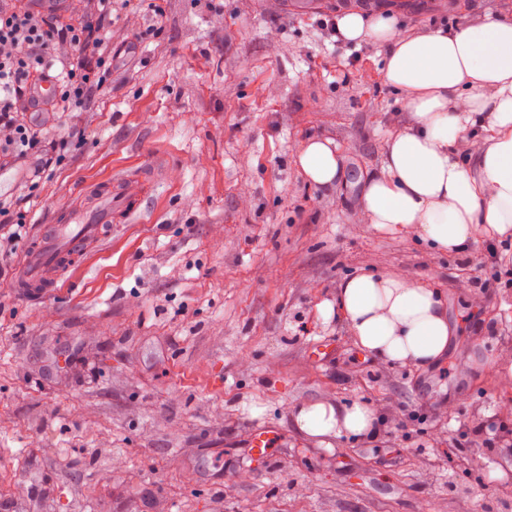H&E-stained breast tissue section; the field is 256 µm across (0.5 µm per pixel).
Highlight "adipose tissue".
<instances>
[{
	"label": "adipose tissue",
	"mask_w": 512,
	"mask_h": 512,
	"mask_svg": "<svg viewBox=\"0 0 512 512\" xmlns=\"http://www.w3.org/2000/svg\"><path fill=\"white\" fill-rule=\"evenodd\" d=\"M338 27L347 41L373 38L385 46V80L406 94L412 114L364 194L372 226L414 234L448 253L466 252L484 231L511 234L512 22L406 37L392 19L369 23L349 13ZM474 128L481 131L478 147L460 157L456 145ZM297 162L316 186L341 176L327 140L309 141ZM336 306L357 344L385 364L430 367L458 334L441 292L399 273L359 271L342 283ZM297 422L312 436L364 437L376 419L359 404L313 403L300 408Z\"/></svg>",
	"instance_id": "adipose-tissue-1"
}]
</instances>
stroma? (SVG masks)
<instances>
[{"mask_svg": "<svg viewBox=\"0 0 512 512\" xmlns=\"http://www.w3.org/2000/svg\"><path fill=\"white\" fill-rule=\"evenodd\" d=\"M112 23L111 89L72 120L68 147L25 207L31 247L85 187L128 183L132 208L52 288L0 284V506L9 512H512V461L461 447L512 404V288H479L512 248L460 255L377 232L363 195L410 123L383 81V45L351 52L281 0H162ZM403 34L512 21V0H393ZM331 140L342 175L295 163ZM362 268L439 290L459 325L439 365L374 362L324 320ZM464 356L457 366L456 356ZM494 371L503 380L485 390ZM363 403L375 436L304 435L297 407ZM406 426L394 430L389 411ZM268 426L266 458L248 437ZM478 456L497 479L481 487Z\"/></svg>", "mask_w": 512, "mask_h": 512, "instance_id": "35a3bbf8", "label": "stroma"}]
</instances>
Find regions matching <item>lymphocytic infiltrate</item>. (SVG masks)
Instances as JSON below:
<instances>
[{
  "label": "lymphocytic infiltrate",
  "mask_w": 512,
  "mask_h": 512,
  "mask_svg": "<svg viewBox=\"0 0 512 512\" xmlns=\"http://www.w3.org/2000/svg\"><path fill=\"white\" fill-rule=\"evenodd\" d=\"M21 2L0 0V165L37 154L42 164L36 173L48 178L62 143L48 140L41 127L26 120L21 82L43 66L46 54H53L62 66L54 127L64 132L67 142L86 140V128L69 118L84 110L93 93L108 88L112 55L107 21L129 9L132 0H95L86 13L67 24L23 8ZM22 201L19 195H0V277L11 267L26 235L20 221Z\"/></svg>",
  "instance_id": "1"
}]
</instances>
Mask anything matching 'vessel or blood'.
Returning a JSON list of instances; mask_svg holds the SVG:
<instances>
[{"instance_id":"obj_1","label":"vessel or blood","mask_w":512,"mask_h":512,"mask_svg":"<svg viewBox=\"0 0 512 512\" xmlns=\"http://www.w3.org/2000/svg\"><path fill=\"white\" fill-rule=\"evenodd\" d=\"M57 86L49 79L30 80L25 95L32 111L41 112L49 98L55 97ZM132 198L124 186L111 185L103 191L88 190L82 194V205L70 213L66 223L58 225L53 234L39 237L22 264L21 281L31 287L55 285L71 262L75 246L100 242L112 231V210L129 206Z\"/></svg>"}]
</instances>
